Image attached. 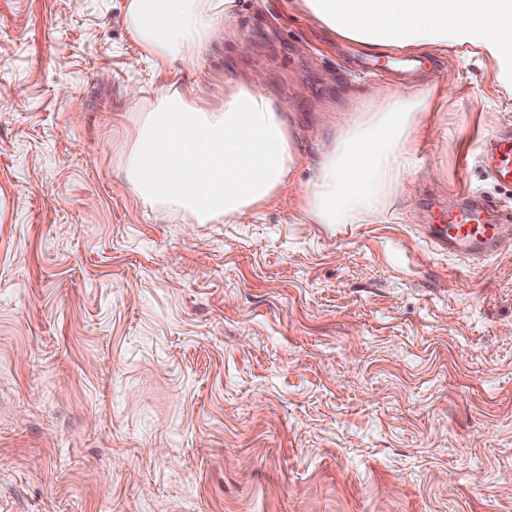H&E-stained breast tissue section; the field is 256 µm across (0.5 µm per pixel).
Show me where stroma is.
Returning <instances> with one entry per match:
<instances>
[{
	"label": "stroma",
	"instance_id": "obj_1",
	"mask_svg": "<svg viewBox=\"0 0 512 512\" xmlns=\"http://www.w3.org/2000/svg\"><path fill=\"white\" fill-rule=\"evenodd\" d=\"M237 2L162 73L124 0H0V512H512V244L476 266L424 229L463 189L512 211L482 162L512 63L434 46L403 72ZM247 51L295 181L368 86L437 78L403 200L371 224L307 223L287 190L220 224L134 202L140 113L174 80L223 101Z\"/></svg>",
	"mask_w": 512,
	"mask_h": 512
}]
</instances>
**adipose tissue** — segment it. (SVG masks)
Returning <instances> with one entry per match:
<instances>
[{
	"instance_id": "obj_1",
	"label": "adipose tissue",
	"mask_w": 512,
	"mask_h": 512,
	"mask_svg": "<svg viewBox=\"0 0 512 512\" xmlns=\"http://www.w3.org/2000/svg\"><path fill=\"white\" fill-rule=\"evenodd\" d=\"M329 38L363 48L467 46L512 63V0H299ZM236 0H126L124 23L157 67L203 57L232 35ZM266 64L248 58L215 105L171 83L143 113L123 178L136 202L196 224L238 218L288 184L294 147L282 106L265 89ZM437 80L386 82L355 113L302 182L295 204L312 224H370L402 191Z\"/></svg>"
}]
</instances>
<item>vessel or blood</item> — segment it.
I'll return each instance as SVG.
<instances>
[{
    "instance_id": "b4317fda",
    "label": "vessel or blood",
    "mask_w": 512,
    "mask_h": 512,
    "mask_svg": "<svg viewBox=\"0 0 512 512\" xmlns=\"http://www.w3.org/2000/svg\"><path fill=\"white\" fill-rule=\"evenodd\" d=\"M485 162L497 181L512 184V134L491 138ZM493 211V205L488 202H465L459 211L449 214L446 228L432 230L430 238L451 255L486 259L492 255L496 242L502 236Z\"/></svg>"
}]
</instances>
